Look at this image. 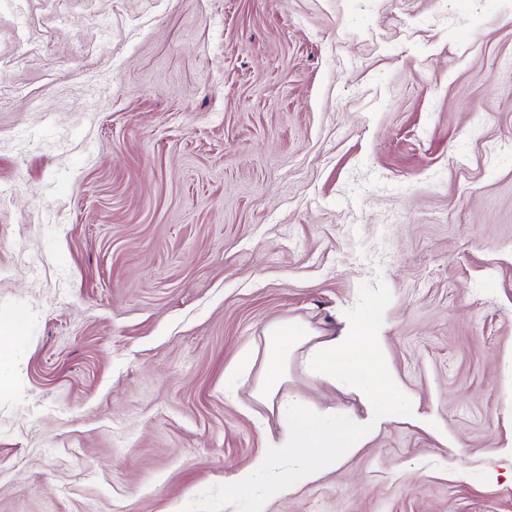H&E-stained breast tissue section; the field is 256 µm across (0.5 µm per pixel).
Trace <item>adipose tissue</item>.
<instances>
[{
  "instance_id": "adipose-tissue-1",
  "label": "adipose tissue",
  "mask_w": 512,
  "mask_h": 512,
  "mask_svg": "<svg viewBox=\"0 0 512 512\" xmlns=\"http://www.w3.org/2000/svg\"><path fill=\"white\" fill-rule=\"evenodd\" d=\"M384 332L379 315L371 322L348 323L326 333L298 319L279 320L266 327L262 370L251 396L276 408L281 432L233 476V488L251 493L249 512H267L269 497H286L335 470L347 454L365 447L391 422L418 419L415 401L389 374L379 355ZM296 355L302 356L313 379L356 387L363 416L331 407L318 410L296 394L281 396L288 362Z\"/></svg>"
}]
</instances>
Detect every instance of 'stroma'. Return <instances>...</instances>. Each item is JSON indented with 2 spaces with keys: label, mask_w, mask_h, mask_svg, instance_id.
<instances>
[{
  "label": "stroma",
  "mask_w": 512,
  "mask_h": 512,
  "mask_svg": "<svg viewBox=\"0 0 512 512\" xmlns=\"http://www.w3.org/2000/svg\"><path fill=\"white\" fill-rule=\"evenodd\" d=\"M377 313L427 424L267 512H512V0H0V512H246L265 328Z\"/></svg>",
  "instance_id": "obj_1"
}]
</instances>
